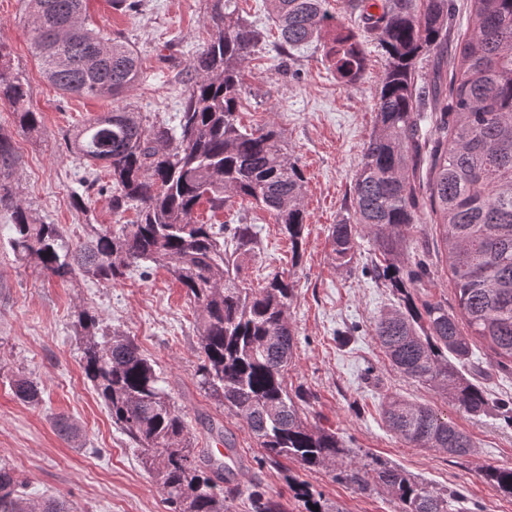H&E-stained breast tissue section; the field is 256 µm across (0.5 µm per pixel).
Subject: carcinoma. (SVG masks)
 I'll return each mask as SVG.
<instances>
[{
  "mask_svg": "<svg viewBox=\"0 0 512 512\" xmlns=\"http://www.w3.org/2000/svg\"><path fill=\"white\" fill-rule=\"evenodd\" d=\"M32 53L42 77L65 94L115 99L140 80L137 51L86 24V0H26ZM278 32V49L300 50L322 39L335 21L327 0H266ZM473 29L450 53L452 0H352L362 8L363 32L374 35L387 56L376 102L377 124L363 148L352 190V213L333 226L336 264L347 267L361 228L379 260L374 273L405 292L430 280L421 259L407 265L417 210L429 205L443 226V247L454 277L458 310L470 334L441 302L410 300L380 314L374 335L385 357L405 377L436 388L459 409L484 414L488 399L448 359L464 362L470 342H485L499 365L512 364V0H467ZM209 37L189 65L177 127L147 126L131 110L105 112L76 129L67 149L112 176V210L137 211L134 224L105 227L72 248L57 224L36 221L12 186L19 161L10 137L0 133V206L10 211L9 245L20 260H33L48 276L79 270L100 284L132 267L161 266L185 290L197 312L202 364L200 382L231 415L246 423L270 460L293 459L309 469L332 467L362 494L386 492L399 512H450L448 496L415 481L396 466L356 459L354 449L331 430L309 421L311 395L288 388L297 338L288 320L295 298L290 276L276 272L252 287L243 258L258 245L253 224H204L194 218L228 202L271 212L299 255L306 212L304 174L273 124L247 130L237 119L243 73L263 32L242 18L237 0H209ZM437 54L436 78L415 82L417 59ZM326 57L347 84L366 69L361 37L338 32ZM0 100L18 126L41 127L28 104L29 85L0 42ZM435 113L437 137L420 136L421 109ZM432 158L426 191L414 181L424 155ZM82 368L112 420L141 452L174 512H230L232 489L224 463L194 447L188 424L164 386L162 373L134 338L104 326L94 312L76 314ZM15 395L39 399L34 382H13ZM388 430L414 448L455 456L474 442L433 407L397 396L386 399ZM478 475L512 497V466H483ZM254 512H283L259 493ZM0 512H69L59 498L35 502L14 469L0 465Z\"/></svg>",
  "mask_w": 512,
  "mask_h": 512,
  "instance_id": "obj_1",
  "label": "carcinoma"
}]
</instances>
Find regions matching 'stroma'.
Returning a JSON list of instances; mask_svg holds the SVG:
<instances>
[{
  "label": "stroma",
  "mask_w": 512,
  "mask_h": 512,
  "mask_svg": "<svg viewBox=\"0 0 512 512\" xmlns=\"http://www.w3.org/2000/svg\"><path fill=\"white\" fill-rule=\"evenodd\" d=\"M238 9L264 32L244 73L238 119L249 128L276 123L304 173L307 222L301 255L293 257L287 235L268 211L236 204L213 214L203 205L198 220L221 224L247 218L260 239L255 256L245 263L249 282L262 283L278 271L294 280L289 315L297 348L288 384L312 393L311 422L335 431L358 455L385 460L437 491H457L456 512H512V499L476 474L481 466H512V426L497 408L512 400V367H499L485 345L473 342L461 371L487 393L491 407L479 417L404 377L372 332L373 320L399 299L389 282L372 273V240L364 233L357 236L350 266H337L332 258L331 227L351 210L353 179L377 121L375 102L386 68L383 50L376 38H365L368 67L348 86L323 49H275L278 34L263 0H238ZM87 16L90 27L127 41L141 55L142 78L117 99L66 96L46 82L32 54L24 0H0V41L9 45L14 68L28 81L31 107L43 116L39 133L27 134L16 126L10 106L0 101V132L11 136L20 157L14 181L34 217L60 225L72 246L86 239L91 225L116 227L137 215L132 209L113 212L110 176L100 167L86 172L66 149L68 133L101 113L123 108L141 113L145 123L176 126L186 95L185 74L209 33L207 0H141L134 13L112 0H88ZM88 174L94 186L87 191L82 179ZM11 234L10 213L0 208V463L15 469L29 497L62 498L72 512H170L155 477L84 378L75 312L85 307L104 325L133 336L158 365L195 447L237 450L240 467L229 478L238 490L231 512H253L249 495L254 489L280 500L285 512H306L309 493L341 504L345 512H397L391 495L360 494L332 470L266 460L247 426L200 384L194 307L165 269L151 268L146 276L135 269L111 285L79 272L64 280L51 278L34 263L16 259L8 244ZM440 238L429 210H421L412 246L433 275L413 297L431 294L453 312L451 273L437 252ZM18 377L37 384L39 404L14 395L11 383ZM391 395L447 414L475 442L474 454L461 458L402 442L380 415ZM61 416L76 424V438L58 431L55 421Z\"/></svg>",
  "instance_id": "stroma-1"
}]
</instances>
